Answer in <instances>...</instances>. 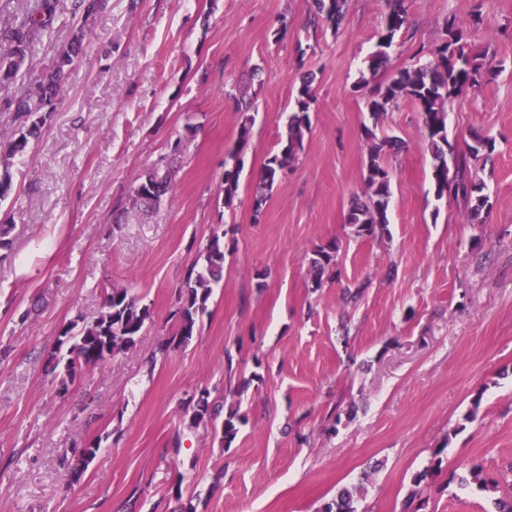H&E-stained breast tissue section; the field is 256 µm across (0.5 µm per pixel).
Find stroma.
<instances>
[{
    "label": "stroma",
    "mask_w": 512,
    "mask_h": 512,
    "mask_svg": "<svg viewBox=\"0 0 512 512\" xmlns=\"http://www.w3.org/2000/svg\"><path fill=\"white\" fill-rule=\"evenodd\" d=\"M71 2L57 0L32 73L67 39ZM385 12L384 0H350L334 33L310 27L309 0H108L96 15L0 203L13 227L0 259V512H171L174 485L195 512H320L353 486L363 512H495V493L467 476L476 463L512 471V0H409L388 67L441 44L453 18L493 68L448 105L451 142L473 130L495 140L471 163L489 210L471 221L436 200L421 116L405 102L376 130L405 143L386 159L390 234L360 238L345 222L365 192L372 124L357 81ZM308 74L311 131L254 214L252 182ZM242 84L257 114L228 210ZM176 143L174 201L113 224ZM217 228L223 283L193 339L147 366L175 336L187 269ZM332 238L337 264L312 287L311 251ZM359 283L362 298L345 304ZM111 284L131 286L153 320L60 393L58 334L98 312ZM203 387L247 418L231 447L190 423L185 400ZM91 444L96 459L72 477L62 455Z\"/></svg>",
    "instance_id": "1"
}]
</instances>
